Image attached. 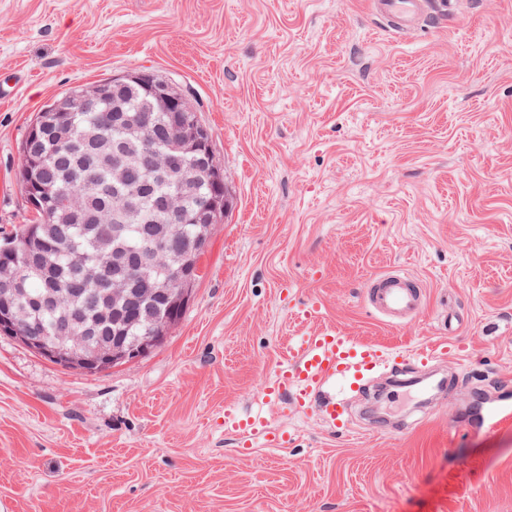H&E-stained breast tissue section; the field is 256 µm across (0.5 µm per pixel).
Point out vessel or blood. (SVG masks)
I'll return each mask as SVG.
<instances>
[{
	"mask_svg": "<svg viewBox=\"0 0 512 512\" xmlns=\"http://www.w3.org/2000/svg\"><path fill=\"white\" fill-rule=\"evenodd\" d=\"M372 6L399 31L413 28L428 16V0H372ZM425 299L421 281L401 270L372 278L366 294L368 306L392 325L420 312ZM438 357V350L428 345L405 356L334 330L318 331L289 346L285 360L263 385L261 397L270 405L316 413L342 434L351 428L343 393L360 390L367 377L379 370L425 367ZM224 429L268 439L274 446L288 441L287 432L271 433L265 417L243 413L232 404L224 407Z\"/></svg>",
	"mask_w": 512,
	"mask_h": 512,
	"instance_id": "1",
	"label": "vessel or blood"
}]
</instances>
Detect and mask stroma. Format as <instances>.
<instances>
[{
    "mask_svg": "<svg viewBox=\"0 0 512 512\" xmlns=\"http://www.w3.org/2000/svg\"><path fill=\"white\" fill-rule=\"evenodd\" d=\"M128 72L191 100L229 208L139 359L89 374L0 334V512H512V428L483 422L512 400V0L402 34L370 0H0V233L36 217L39 112ZM395 269L427 290L400 326L364 301ZM324 329L461 350L439 395L377 374L339 435L260 398ZM228 402L288 447L225 433Z\"/></svg>",
    "mask_w": 512,
    "mask_h": 512,
    "instance_id": "35a3bbf8",
    "label": "stroma"
}]
</instances>
